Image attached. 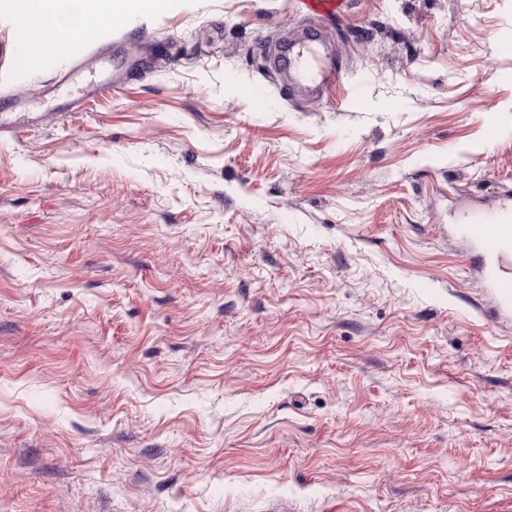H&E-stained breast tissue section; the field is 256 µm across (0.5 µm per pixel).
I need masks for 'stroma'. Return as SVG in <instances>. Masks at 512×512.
<instances>
[{
	"instance_id": "stroma-1",
	"label": "stroma",
	"mask_w": 512,
	"mask_h": 512,
	"mask_svg": "<svg viewBox=\"0 0 512 512\" xmlns=\"http://www.w3.org/2000/svg\"><path fill=\"white\" fill-rule=\"evenodd\" d=\"M314 27L323 95L271 61ZM16 38L0 512H512V313L453 233L512 197V0H169L66 83ZM299 8L305 14L321 19H339L345 12V0H299Z\"/></svg>"
}]
</instances>
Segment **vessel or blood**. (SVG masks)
<instances>
[{"instance_id": "obj_1", "label": "vessel or blood", "mask_w": 512, "mask_h": 512, "mask_svg": "<svg viewBox=\"0 0 512 512\" xmlns=\"http://www.w3.org/2000/svg\"><path fill=\"white\" fill-rule=\"evenodd\" d=\"M298 4L302 12L315 18L338 19L345 12V0H298ZM52 55L70 72L85 68L91 57L76 39L65 41ZM283 64L324 91L334 87L338 78L336 66L315 62L300 52L286 56ZM455 232L463 239L478 242L484 257L492 263L486 280L498 306L505 312L512 310V207L503 206L493 217L479 223L456 224Z\"/></svg>"}]
</instances>
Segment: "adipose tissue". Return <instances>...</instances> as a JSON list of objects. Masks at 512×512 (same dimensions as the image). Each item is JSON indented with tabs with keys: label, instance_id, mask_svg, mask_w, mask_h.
Masks as SVG:
<instances>
[{
	"label": "adipose tissue",
	"instance_id": "adipose-tissue-1",
	"mask_svg": "<svg viewBox=\"0 0 512 512\" xmlns=\"http://www.w3.org/2000/svg\"><path fill=\"white\" fill-rule=\"evenodd\" d=\"M15 17L25 62H39L47 49L111 20L166 8L167 0H0Z\"/></svg>",
	"mask_w": 512,
	"mask_h": 512
}]
</instances>
